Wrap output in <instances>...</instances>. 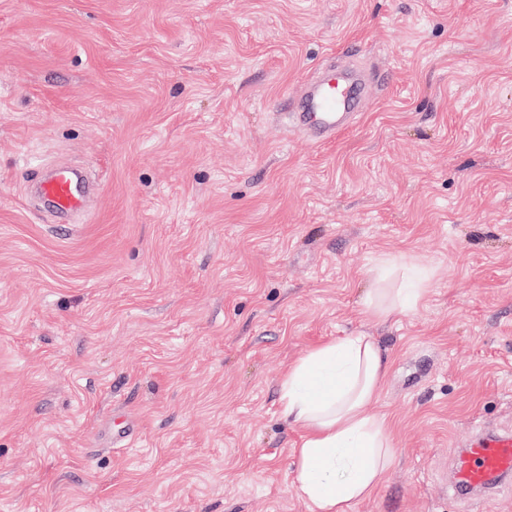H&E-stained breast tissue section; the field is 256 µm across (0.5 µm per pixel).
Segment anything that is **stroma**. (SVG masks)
Listing matches in <instances>:
<instances>
[{"mask_svg":"<svg viewBox=\"0 0 512 512\" xmlns=\"http://www.w3.org/2000/svg\"><path fill=\"white\" fill-rule=\"evenodd\" d=\"M332 64L322 143L286 114ZM385 256L431 284L382 318ZM358 332L393 462L351 512H512L450 489L512 430V0H0V512H308L279 382ZM362 87L342 72L311 86L307 103L297 112L288 113V120L316 137L329 140L347 129L356 113ZM38 191L49 198L61 213L80 215L86 210L87 192L73 170L67 166H56L52 175L39 183Z\"/></svg>","mask_w":512,"mask_h":512,"instance_id":"stroma-1","label":"stroma"}]
</instances>
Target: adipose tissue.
<instances>
[{
	"label": "adipose tissue",
	"mask_w": 512,
	"mask_h": 512,
	"mask_svg": "<svg viewBox=\"0 0 512 512\" xmlns=\"http://www.w3.org/2000/svg\"><path fill=\"white\" fill-rule=\"evenodd\" d=\"M429 285L427 270L383 258L365 302L386 318L416 308ZM390 363L374 337L358 333L309 350L283 375L280 411L301 430L293 483L308 512H350L391 464L389 423L367 411Z\"/></svg>",
	"instance_id": "obj_1"
}]
</instances>
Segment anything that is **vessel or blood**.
<instances>
[{
    "instance_id": "obj_1",
    "label": "vessel or blood",
    "mask_w": 512,
    "mask_h": 512,
    "mask_svg": "<svg viewBox=\"0 0 512 512\" xmlns=\"http://www.w3.org/2000/svg\"><path fill=\"white\" fill-rule=\"evenodd\" d=\"M362 88L336 73L332 78L311 86L307 103L289 113L291 123L320 140H329L347 129L356 112ZM39 193L55 208L69 215L82 214L88 195L72 169L56 166L52 175L40 182ZM512 480V432L482 434L463 449L453 472L455 489L465 493H489Z\"/></svg>"
}]
</instances>
